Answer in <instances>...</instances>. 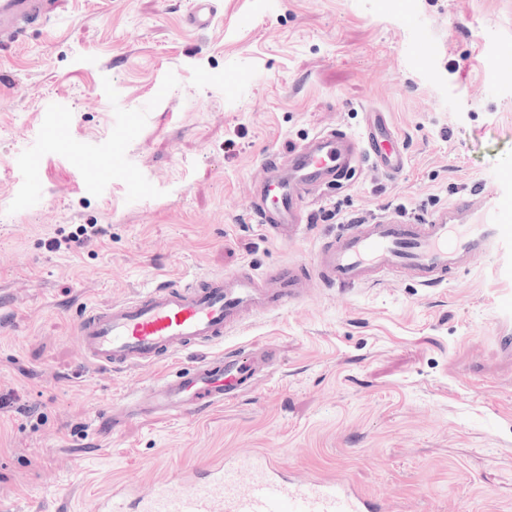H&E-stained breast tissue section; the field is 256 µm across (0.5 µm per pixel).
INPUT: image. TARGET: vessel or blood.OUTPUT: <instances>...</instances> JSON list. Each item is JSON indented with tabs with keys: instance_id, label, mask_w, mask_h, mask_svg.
I'll list each match as a JSON object with an SVG mask.
<instances>
[{
	"instance_id": "b4317fda",
	"label": "vessel or blood",
	"mask_w": 512,
	"mask_h": 512,
	"mask_svg": "<svg viewBox=\"0 0 512 512\" xmlns=\"http://www.w3.org/2000/svg\"><path fill=\"white\" fill-rule=\"evenodd\" d=\"M55 2L0 0V46L16 42L26 26L47 24ZM217 10L218 0H192L186 22L207 28ZM367 165L392 177L406 165V154L381 112L360 133L323 131L285 156L264 158L252 189V212L267 235L295 243L308 233L310 201ZM509 241L512 193L482 184L423 218L393 214L338 225L322 238L306 271L293 266L272 274L250 269L194 276L86 308L76 338L96 367L149 365L185 350L207 349L247 318L302 301L309 284L353 289L410 280L439 287ZM272 359V351L243 347L206 354L192 368L143 389L141 406L154 415L184 416L222 405L246 391ZM249 464L254 477L248 485H239L233 469L220 465L207 479L178 489L166 481L157 484L134 500L133 512H370L347 485L280 479L271 459L253 458Z\"/></svg>"
}]
</instances>
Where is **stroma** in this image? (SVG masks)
Instances as JSON below:
<instances>
[{
	"label": "stroma",
	"mask_w": 512,
	"mask_h": 512,
	"mask_svg": "<svg viewBox=\"0 0 512 512\" xmlns=\"http://www.w3.org/2000/svg\"><path fill=\"white\" fill-rule=\"evenodd\" d=\"M186 2L68 0L0 51V503L96 512L113 488L261 453L382 512H512V249L438 288H315L246 321L215 352L266 346L276 365L197 414L124 413L172 364L85 358L87 307L306 263L323 211L424 215L512 172V0H219L203 30ZM369 111L405 148L400 176L364 169L310 203L305 240L267 236L249 208L262 158ZM118 142L124 169L92 177Z\"/></svg>",
	"instance_id": "35a3bbf8"
}]
</instances>
